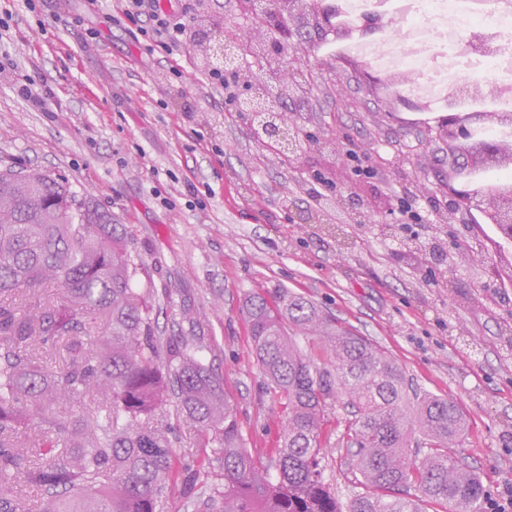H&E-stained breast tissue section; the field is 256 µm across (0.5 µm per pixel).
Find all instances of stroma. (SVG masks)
<instances>
[{
	"mask_svg": "<svg viewBox=\"0 0 512 512\" xmlns=\"http://www.w3.org/2000/svg\"><path fill=\"white\" fill-rule=\"evenodd\" d=\"M0 31V168L41 169L69 182L126 227L130 249L150 277L147 301L161 336H197L222 377L246 448L272 466L285 400L268 389L242 306L255 291H288L377 343L418 390L458 403L467 419L451 456L472 467L486 498L512 486V348L499 326L512 319V293L495 305L475 299L494 283V253L471 243L467 211L448 226V244L467 252L438 284L432 256L379 233L390 203L427 155V204L448 199V157L433 128L406 125L377 90L351 81L349 63L313 57L300 139L337 138L377 168L359 182L342 154L287 158L254 142L243 113L230 111L194 45L150 51L135 26L113 23L117 0H43L40 13L5 0ZM96 40H87L88 31ZM25 75L44 99L18 93ZM329 196L359 185L371 219L302 223L315 212L316 175ZM193 182L199 202L185 190ZM205 317L196 325L185 309ZM350 413L329 404L322 434L326 475L341 502L359 494L342 438ZM177 465L220 480L213 447L183 423L172 426Z\"/></svg>",
	"mask_w": 512,
	"mask_h": 512,
	"instance_id": "35a3bbf8",
	"label": "stroma"
}]
</instances>
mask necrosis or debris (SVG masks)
<instances>
[{"label": "necrosis or debris", "instance_id": "4bbe7bcc", "mask_svg": "<svg viewBox=\"0 0 512 512\" xmlns=\"http://www.w3.org/2000/svg\"><path fill=\"white\" fill-rule=\"evenodd\" d=\"M512 8L475 0H409L371 46L369 62L405 98L484 104L512 90Z\"/></svg>", "mask_w": 512, "mask_h": 512}]
</instances>
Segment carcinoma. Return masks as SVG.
<instances>
[{
    "instance_id": "obj_1",
    "label": "carcinoma",
    "mask_w": 512,
    "mask_h": 512,
    "mask_svg": "<svg viewBox=\"0 0 512 512\" xmlns=\"http://www.w3.org/2000/svg\"><path fill=\"white\" fill-rule=\"evenodd\" d=\"M127 232L67 183L38 170H0V512H157L176 484L192 492L197 470L173 475L166 406L219 449L223 483L203 507L222 512H474L483 486L448 455L465 430L455 402L426 395L368 338L333 326L311 303L283 292L245 301L253 354L287 401L271 476L245 448L223 381L197 336H158ZM54 282L55 301H40ZM26 296V306L15 304ZM102 336H79L89 315ZM319 340L320 366L293 334ZM64 345L47 371L29 347ZM94 390L73 415L55 405ZM345 400L346 448L363 492L344 508L325 478L321 442L329 403ZM38 460L22 465L24 448ZM42 497L33 510L23 495Z\"/></svg>"
}]
</instances>
